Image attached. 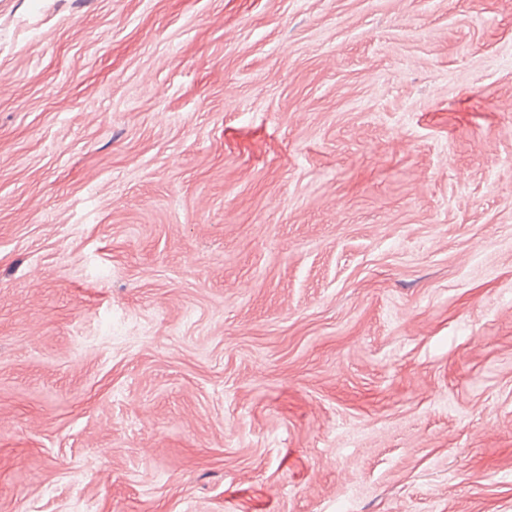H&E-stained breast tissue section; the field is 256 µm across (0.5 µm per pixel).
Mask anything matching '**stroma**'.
<instances>
[{
	"mask_svg": "<svg viewBox=\"0 0 512 512\" xmlns=\"http://www.w3.org/2000/svg\"><path fill=\"white\" fill-rule=\"evenodd\" d=\"M0 512H512V0H0Z\"/></svg>",
	"mask_w": 512,
	"mask_h": 512,
	"instance_id": "obj_1",
	"label": "stroma"
}]
</instances>
